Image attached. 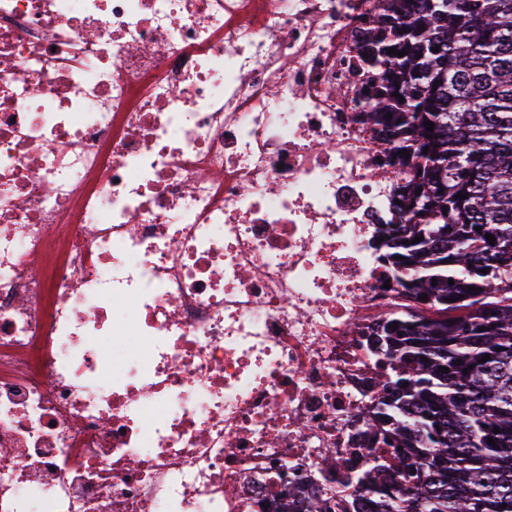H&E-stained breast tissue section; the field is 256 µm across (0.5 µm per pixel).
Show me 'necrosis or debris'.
<instances>
[{
    "instance_id": "necrosis-or-debris-1",
    "label": "necrosis or debris",
    "mask_w": 512,
    "mask_h": 512,
    "mask_svg": "<svg viewBox=\"0 0 512 512\" xmlns=\"http://www.w3.org/2000/svg\"><path fill=\"white\" fill-rule=\"evenodd\" d=\"M381 6L0 0V512H335L385 451Z\"/></svg>"
}]
</instances>
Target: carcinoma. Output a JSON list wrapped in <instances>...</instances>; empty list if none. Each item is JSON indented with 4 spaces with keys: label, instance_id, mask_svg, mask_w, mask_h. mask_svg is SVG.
I'll list each match as a JSON object with an SVG mask.
<instances>
[{
    "label": "carcinoma",
    "instance_id": "carcinoma-1",
    "mask_svg": "<svg viewBox=\"0 0 512 512\" xmlns=\"http://www.w3.org/2000/svg\"><path fill=\"white\" fill-rule=\"evenodd\" d=\"M385 2L361 21L380 81L361 117L396 183L382 261L417 307L372 331L389 373L365 424L405 451L369 452L355 491L383 512H512V0Z\"/></svg>",
    "mask_w": 512,
    "mask_h": 512
}]
</instances>
